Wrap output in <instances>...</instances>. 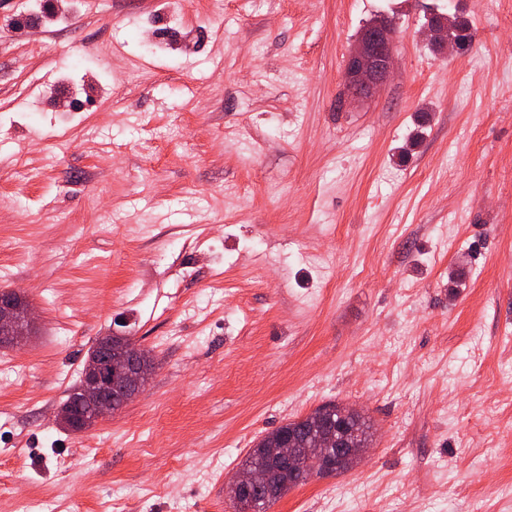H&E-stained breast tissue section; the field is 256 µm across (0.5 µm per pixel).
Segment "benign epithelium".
Masks as SVG:
<instances>
[{
  "label": "benign epithelium",
  "mask_w": 512,
  "mask_h": 512,
  "mask_svg": "<svg viewBox=\"0 0 512 512\" xmlns=\"http://www.w3.org/2000/svg\"><path fill=\"white\" fill-rule=\"evenodd\" d=\"M394 26L382 18L374 21L369 31L360 36L358 44L347 60V87L349 99L358 101L373 94L387 81L393 66ZM35 323V312L31 305L19 310L9 306L8 297L0 293V326L11 342H24ZM94 359L87 365L84 383L75 401L88 407L90 416L75 422L85 430L119 410L112 401V384L119 381L124 391L133 396L144 389L149 376L132 369V361L126 356L112 355L110 345L100 342L94 346ZM272 454L288 460L297 467L304 458H313L322 463L327 472L347 471L367 452L365 448L348 446L346 437L336 439L320 437L311 448H273Z\"/></svg>",
  "instance_id": "obj_1"
}]
</instances>
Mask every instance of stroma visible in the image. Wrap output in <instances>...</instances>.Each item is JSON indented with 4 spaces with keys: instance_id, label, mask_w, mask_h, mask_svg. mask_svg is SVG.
<instances>
[{
    "instance_id": "35a3bbf8",
    "label": "stroma",
    "mask_w": 512,
    "mask_h": 512,
    "mask_svg": "<svg viewBox=\"0 0 512 512\" xmlns=\"http://www.w3.org/2000/svg\"><path fill=\"white\" fill-rule=\"evenodd\" d=\"M156 2L17 32L0 0V290L40 314L0 346V512H234L250 449L328 403L369 451L269 512H512V0H168L170 53L136 38ZM438 15L473 43L431 42ZM384 17L394 75L349 103ZM108 335L148 384L64 430Z\"/></svg>"
}]
</instances>
